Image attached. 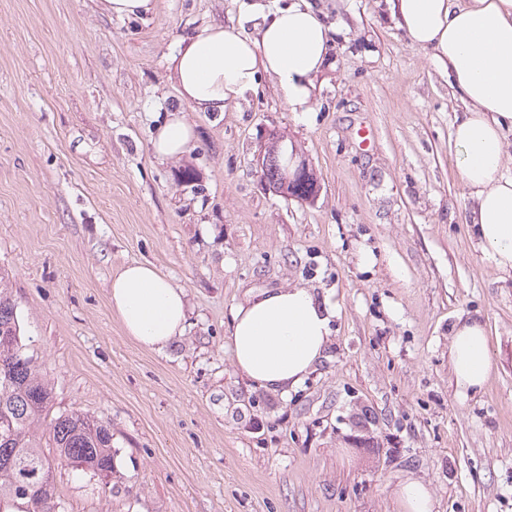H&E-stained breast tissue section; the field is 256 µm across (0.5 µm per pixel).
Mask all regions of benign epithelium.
I'll use <instances>...</instances> for the list:
<instances>
[{
    "mask_svg": "<svg viewBox=\"0 0 512 512\" xmlns=\"http://www.w3.org/2000/svg\"><path fill=\"white\" fill-rule=\"evenodd\" d=\"M256 166L265 186L285 198L300 197L303 202L313 200L320 189L315 171L297 149L284 146V136L269 131L261 137Z\"/></svg>",
    "mask_w": 512,
    "mask_h": 512,
    "instance_id": "benign-epithelium-1",
    "label": "benign epithelium"
}]
</instances>
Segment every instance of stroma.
I'll list each match as a JSON object with an SVG mask.
<instances>
[{
    "label": "stroma",
    "mask_w": 512,
    "mask_h": 512,
    "mask_svg": "<svg viewBox=\"0 0 512 512\" xmlns=\"http://www.w3.org/2000/svg\"><path fill=\"white\" fill-rule=\"evenodd\" d=\"M289 0H0V266L55 413L109 422L112 492L69 467L61 512H397L419 480L436 512H512V271L471 236L450 142L464 110L388 0H313L337 26L306 118L277 80L193 112L196 147L156 161L178 107L168 58L209 22ZM315 170L304 203L263 185L260 136ZM155 264L188 298L163 351L129 339L113 276ZM304 286L336 306L325 356L286 394L250 384L227 341L255 292ZM481 321L492 375L463 394L453 326ZM102 12L112 18L131 19L150 11L153 0H97Z\"/></svg>",
    "instance_id": "stroma-1"
}]
</instances>
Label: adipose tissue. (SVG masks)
Wrapping results in <instances>:
<instances>
[{
    "label": "adipose tissue",
    "instance_id": "adipose-tissue-1",
    "mask_svg": "<svg viewBox=\"0 0 512 512\" xmlns=\"http://www.w3.org/2000/svg\"><path fill=\"white\" fill-rule=\"evenodd\" d=\"M411 43L431 53L453 79L467 110L452 131L460 178L476 200L471 230L502 270H512V174L504 140L512 131V0H391ZM330 29L310 0L256 9L237 23H212L180 40L168 63L182 109L151 142L159 160L192 148L183 115L239 106L261 75L277 78L292 111L309 113L316 76L328 61ZM110 305L138 345L160 351L183 333L186 293L154 264L134 261L112 279ZM336 307L304 287L258 292L232 313L230 346L238 373L287 393L324 356ZM456 387L482 389L492 371L483 323H457L449 345Z\"/></svg>",
    "mask_w": 512,
    "mask_h": 512
}]
</instances>
